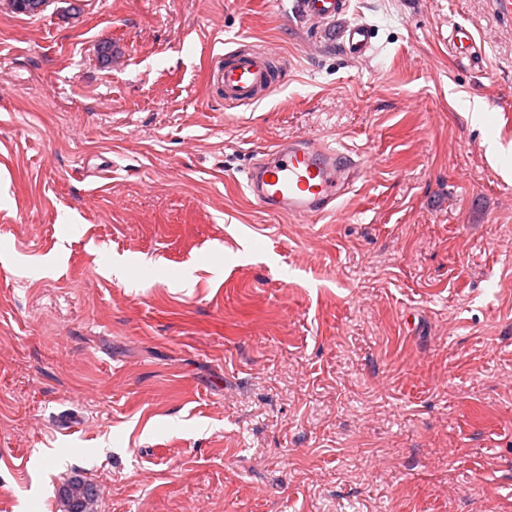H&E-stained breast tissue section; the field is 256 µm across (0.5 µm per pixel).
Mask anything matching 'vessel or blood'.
Here are the masks:
<instances>
[{"label": "vessel or blood", "mask_w": 512, "mask_h": 512, "mask_svg": "<svg viewBox=\"0 0 512 512\" xmlns=\"http://www.w3.org/2000/svg\"><path fill=\"white\" fill-rule=\"evenodd\" d=\"M309 19L335 21L347 15L351 0H297ZM345 53L358 58L373 49L370 25H346L339 33ZM277 59L265 50L247 48L212 56L208 82L225 102L250 106L265 100L277 86ZM365 165L352 154L321 141L294 140L263 149L246 175V188L268 211L301 218L336 214L337 199Z\"/></svg>", "instance_id": "1"}]
</instances>
